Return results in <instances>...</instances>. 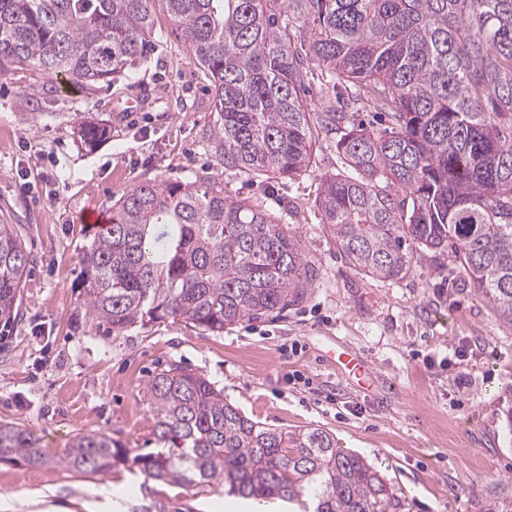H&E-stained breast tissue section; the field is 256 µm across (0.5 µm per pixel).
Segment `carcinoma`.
I'll return each mask as SVG.
<instances>
[{"label":"carcinoma","mask_w":512,"mask_h":512,"mask_svg":"<svg viewBox=\"0 0 512 512\" xmlns=\"http://www.w3.org/2000/svg\"><path fill=\"white\" fill-rule=\"evenodd\" d=\"M150 0H0V74H64L110 87L146 56ZM210 82L224 171L294 181L320 136L340 159L315 205L346 263L400 281L424 249L447 257L512 330V0H163ZM320 68L323 110L303 96ZM372 114L365 124L359 109ZM104 126L80 127L94 145ZM33 263L0 224V321L18 312ZM319 277L301 239L217 177L146 181L112 204L82 258L86 311L119 334L181 317L212 333L297 305ZM154 451L103 434L75 439L67 466L114 467L183 489L216 481L302 512H401L369 461L322 428L256 422L202 375L163 369L146 387ZM39 441L0 422V461L37 465Z\"/></svg>","instance_id":"1"}]
</instances>
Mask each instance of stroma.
Wrapping results in <instances>:
<instances>
[{"mask_svg": "<svg viewBox=\"0 0 512 512\" xmlns=\"http://www.w3.org/2000/svg\"><path fill=\"white\" fill-rule=\"evenodd\" d=\"M156 40L129 78L78 88L30 70L0 74V221L19 225L34 264L20 314L0 324V420L39 439L46 459L0 461V512H244L218 484L186 491L126 467L98 476L63 456L88 433L153 451L145 386L177 364L203 374L245 416L273 428L320 427L395 487L404 512H486L488 491L512 488V330L455 270L415 254L403 280L367 277L340 256L314 215L319 177L339 162L319 143L298 182L225 172L210 137L209 82L151 0ZM109 132L92 147L79 126ZM215 176L288 227L320 277L283 316L211 333L176 317L119 334L89 316L79 288L92 238L81 215L111 211L144 181ZM464 355H454L456 346ZM361 357L358 379L338 357Z\"/></svg>", "mask_w": 512, "mask_h": 512, "instance_id": "stroma-1", "label": "stroma"}]
</instances>
